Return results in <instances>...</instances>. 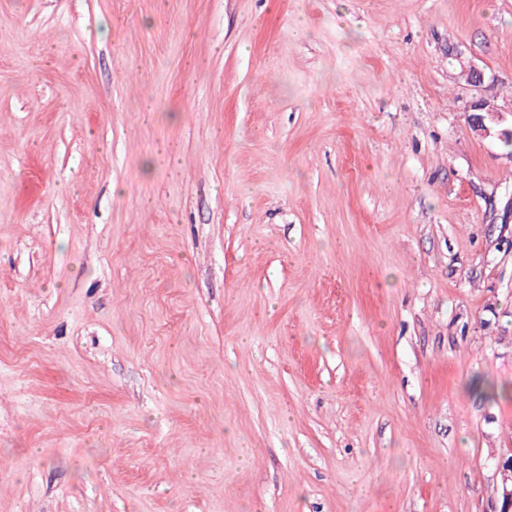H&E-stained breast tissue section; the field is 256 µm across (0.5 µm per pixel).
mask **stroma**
<instances>
[{
	"mask_svg": "<svg viewBox=\"0 0 512 512\" xmlns=\"http://www.w3.org/2000/svg\"><path fill=\"white\" fill-rule=\"evenodd\" d=\"M512 0H0V512H490ZM466 83L475 91L478 96L471 101L467 112L469 113L468 124L472 132L481 138L498 137L504 131L512 133V109L507 112L511 116V128L498 130L497 128L505 121L504 114L495 104V100L483 94L486 76L483 70L471 68L466 73Z\"/></svg>",
	"mask_w": 512,
	"mask_h": 512,
	"instance_id": "stroma-1",
	"label": "stroma"
}]
</instances>
